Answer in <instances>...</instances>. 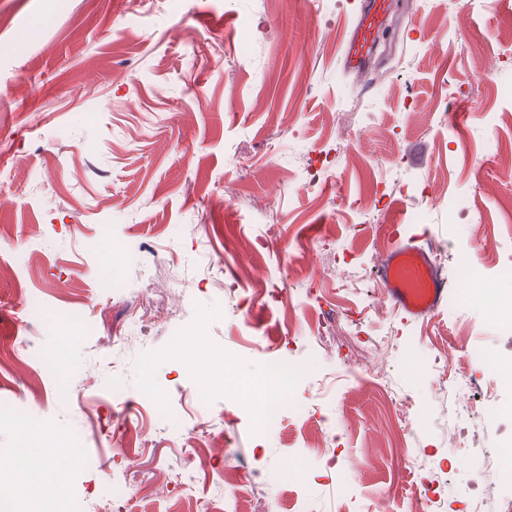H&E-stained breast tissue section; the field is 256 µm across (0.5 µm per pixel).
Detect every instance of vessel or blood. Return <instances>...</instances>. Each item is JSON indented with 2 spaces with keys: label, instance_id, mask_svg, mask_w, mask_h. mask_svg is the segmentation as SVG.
Returning <instances> with one entry per match:
<instances>
[{
  "label": "vessel or blood",
  "instance_id": "obj_1",
  "mask_svg": "<svg viewBox=\"0 0 512 512\" xmlns=\"http://www.w3.org/2000/svg\"><path fill=\"white\" fill-rule=\"evenodd\" d=\"M389 0H361L342 47L345 69L363 72L387 19ZM383 291L394 307L419 320L437 311L448 298V285L431 252L416 240H396L390 246L381 274Z\"/></svg>",
  "mask_w": 512,
  "mask_h": 512
}]
</instances>
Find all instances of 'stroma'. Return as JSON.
I'll return each instance as SVG.
<instances>
[{"instance_id":"35a3bbf8","label":"stroma","mask_w":512,"mask_h":512,"mask_svg":"<svg viewBox=\"0 0 512 512\" xmlns=\"http://www.w3.org/2000/svg\"><path fill=\"white\" fill-rule=\"evenodd\" d=\"M359 2L0 0V352L13 354L0 490L26 430L84 445L38 512H102L116 483L128 512L188 498L224 512L233 464L241 512L299 498L310 512H512L494 471L512 441L497 312L512 267V170L497 157L512 153V0H393L354 75L341 47ZM321 152L331 164L303 189ZM397 209L400 238L435 243L449 286L473 238L489 245L484 297L422 321L393 308L379 270ZM97 239L116 257L87 252ZM271 283L282 303L256 300ZM76 312L88 333L70 335ZM475 345L495 368L470 362ZM275 363L320 375L264 431L236 400ZM116 392L133 461L112 453ZM190 453L205 464L181 491Z\"/></svg>"}]
</instances>
